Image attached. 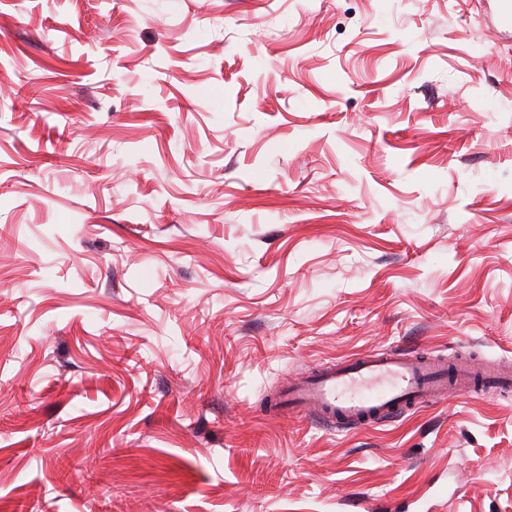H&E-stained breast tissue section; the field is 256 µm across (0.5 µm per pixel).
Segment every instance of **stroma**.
Here are the masks:
<instances>
[{"label":"stroma","mask_w":512,"mask_h":512,"mask_svg":"<svg viewBox=\"0 0 512 512\" xmlns=\"http://www.w3.org/2000/svg\"><path fill=\"white\" fill-rule=\"evenodd\" d=\"M512 358L495 0H0V512H512V394L268 404ZM479 382L485 395L512 392V364L493 367L457 361L448 374V361L439 356L409 355L397 347L343 360L289 380L269 413L289 410L314 418L323 426L354 432L393 421L418 405L465 394Z\"/></svg>","instance_id":"stroma-1"}]
</instances>
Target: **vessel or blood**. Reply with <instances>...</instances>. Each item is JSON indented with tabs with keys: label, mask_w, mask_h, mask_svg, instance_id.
I'll return each instance as SVG.
<instances>
[{
	"label": "vessel or blood",
	"mask_w": 512,
	"mask_h": 512,
	"mask_svg": "<svg viewBox=\"0 0 512 512\" xmlns=\"http://www.w3.org/2000/svg\"><path fill=\"white\" fill-rule=\"evenodd\" d=\"M512 392V362L486 368L439 356H415L398 348L380 349L289 380L270 406L289 410L323 426L354 432L381 425L413 407L467 393Z\"/></svg>",
	"instance_id": "vessel-or-blood-1"
}]
</instances>
